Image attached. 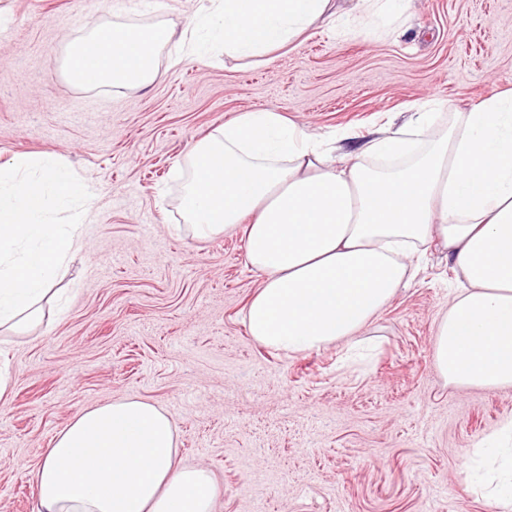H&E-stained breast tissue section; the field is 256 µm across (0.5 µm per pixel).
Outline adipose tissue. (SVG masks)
I'll list each match as a JSON object with an SVG mask.
<instances>
[{"label": "adipose tissue", "instance_id": "1", "mask_svg": "<svg viewBox=\"0 0 512 512\" xmlns=\"http://www.w3.org/2000/svg\"><path fill=\"white\" fill-rule=\"evenodd\" d=\"M405 0H354L341 35L401 16ZM431 104L380 128L356 153L324 147L282 114L243 112L193 146L180 208L200 240L235 230L262 276L244 323L285 355L355 346L413 276L414 255L447 248L458 288L437 321L441 375L463 388L512 384V89L448 115ZM157 404L118 399L57 434L35 471L38 512H213L209 470L177 461ZM465 479L512 496V421Z\"/></svg>", "mask_w": 512, "mask_h": 512}]
</instances>
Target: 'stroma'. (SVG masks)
<instances>
[{
  "mask_svg": "<svg viewBox=\"0 0 512 512\" xmlns=\"http://www.w3.org/2000/svg\"><path fill=\"white\" fill-rule=\"evenodd\" d=\"M207 0L115 13L101 0H0V165L34 153L91 193L81 248L28 332L0 338V512H37L44 452L88 408L119 398L169 414L179 459L216 480L214 512H502L464 461L512 420V386L448 384L435 324L455 274L432 243L407 288L345 343L296 356L261 347L243 312L260 284L234 232L173 233L192 143L238 113L273 110L358 142L435 99L465 110L512 88V0H410L394 27L340 37L315 22L252 60L161 49L148 86L79 89L60 73L96 26L183 31Z\"/></svg>",
  "mask_w": 512,
  "mask_h": 512,
  "instance_id": "35a3bbf8",
  "label": "stroma"
}]
</instances>
